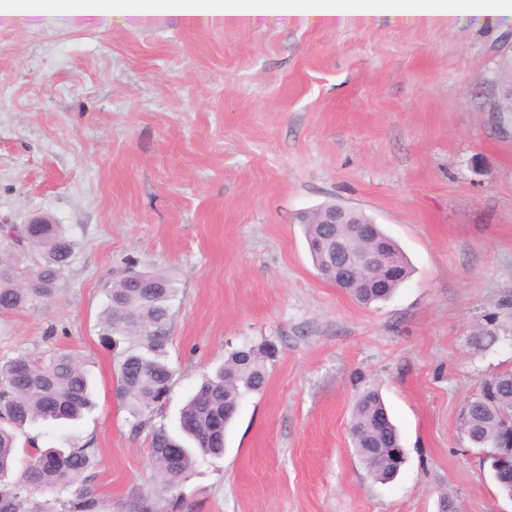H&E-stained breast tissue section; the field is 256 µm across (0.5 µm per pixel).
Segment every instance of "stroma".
I'll return each mask as SVG.
<instances>
[{
  "label": "stroma",
  "mask_w": 512,
  "mask_h": 512,
  "mask_svg": "<svg viewBox=\"0 0 512 512\" xmlns=\"http://www.w3.org/2000/svg\"><path fill=\"white\" fill-rule=\"evenodd\" d=\"M512 13L445 25L250 26L103 17L20 28L0 21V256L35 255L7 233L45 215L74 242L55 297L0 312V363H87L95 405L40 421L39 447L97 448L107 512H131L156 473L153 428L179 430L227 353L274 343L223 455L199 460L161 512H512L459 429L485 376L512 369ZM363 212L413 272L368 306L322 279L299 215ZM168 272L169 400L134 419L116 396L119 355L97 320L113 271ZM498 312L499 339L471 331ZM378 390L407 459L390 482L356 456L358 395Z\"/></svg>",
  "instance_id": "obj_1"
}]
</instances>
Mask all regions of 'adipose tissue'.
<instances>
[{"instance_id":"adipose-tissue-1","label":"adipose tissue","mask_w":512,"mask_h":512,"mask_svg":"<svg viewBox=\"0 0 512 512\" xmlns=\"http://www.w3.org/2000/svg\"><path fill=\"white\" fill-rule=\"evenodd\" d=\"M512 11V0H0V17L17 23L66 17L90 24L103 16H130L148 22L166 16L188 23L237 24L277 13L313 22L353 18L370 22L388 15L406 23L447 21L460 13L492 15Z\"/></svg>"}]
</instances>
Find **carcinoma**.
Returning a JSON list of instances; mask_svg holds the SVG:
<instances>
[{
  "label": "carcinoma",
  "instance_id": "carcinoma-1",
  "mask_svg": "<svg viewBox=\"0 0 512 512\" xmlns=\"http://www.w3.org/2000/svg\"><path fill=\"white\" fill-rule=\"evenodd\" d=\"M335 204L326 203L303 214L301 223L312 262L325 276L322 254L328 247L333 227L322 224L323 215ZM373 239L358 240L355 248L369 255L375 244H384L398 261L391 275L378 269L367 275L380 282L364 288L351 282L344 289L359 303L370 305L389 299L412 273L401 247L378 225ZM16 237L36 255L34 267L21 273L0 269V311L19 310L50 298L57 281L69 265L72 241L59 224H24ZM175 281L163 272H144L133 268L117 271L107 288V303L99 318L98 340L112 348L116 337L132 339L118 366L117 397L139 418L153 406L162 404L170 393L173 371L168 364L171 340V302ZM495 316L478 323L472 332L473 343L488 347L498 340ZM264 360L240 348L229 353L224 365L207 376L182 408V436L157 427L151 436L150 453L159 475L160 493L167 494L188 477L198 458L224 453L226 435L235 415L231 410L249 394L265 388ZM479 391L485 399L471 408V423L465 430L469 442L491 453L485 460L495 484L504 494H512V454L494 456L499 448H512V370L493 373L481 380ZM92 403V385L81 358L58 351L49 361L39 363L19 355L0 364V512H28L25 504L35 490L67 492L61 512H102V501L95 489L97 449L89 444L70 448H39L28 441V462L13 472L17 437L26 427L42 421H73ZM353 447L369 474L385 483L405 463L398 428L375 391L357 400L351 424Z\"/></svg>",
  "mask_w": 512,
  "mask_h": 512
}]
</instances>
